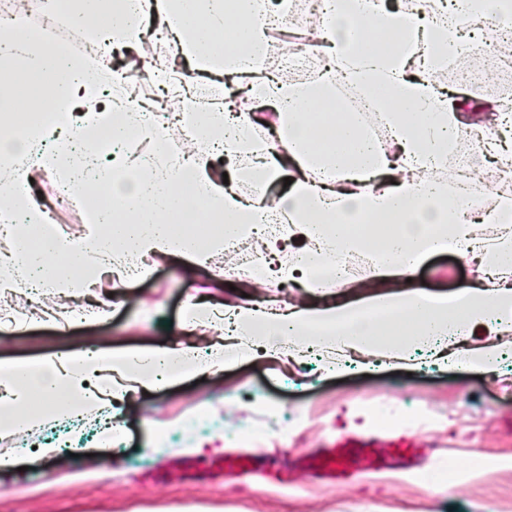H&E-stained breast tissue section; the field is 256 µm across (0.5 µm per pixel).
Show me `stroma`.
Listing matches in <instances>:
<instances>
[{"label":"stroma","mask_w":512,"mask_h":512,"mask_svg":"<svg viewBox=\"0 0 512 512\" xmlns=\"http://www.w3.org/2000/svg\"><path fill=\"white\" fill-rule=\"evenodd\" d=\"M249 240L211 255L212 276L193 278L173 258L159 259L147 277L117 289L110 317L70 325L62 320L73 302L49 295L54 317L26 322L28 297L17 293L0 306V360H36L62 347L109 350L149 346L179 334L186 300L207 296L218 306L241 301L249 287L215 278V271L245 260ZM418 281L435 293L471 284L474 273L459 258L435 255ZM232 397H224V390ZM368 419L369 435L409 431L434 443L426 464L408 470L381 468L329 488L274 476L234 487L209 470L211 461L251 454L256 465L277 468L316 449L325 439L351 434L348 411ZM252 414L268 432L244 430L225 438L207 430L181 442L179 428L195 415L234 422ZM121 443L102 447L92 436L82 457L46 458L28 470L0 468V512H501L512 504V384L468 369L393 366L355 368L342 378L323 374L317 358L283 369L254 353L204 382L187 379L159 393L127 399L120 416ZM439 475L441 491L426 478Z\"/></svg>","instance_id":"1"}]
</instances>
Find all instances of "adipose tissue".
I'll list each match as a JSON object with an SVG mask.
<instances>
[{
	"mask_svg": "<svg viewBox=\"0 0 512 512\" xmlns=\"http://www.w3.org/2000/svg\"><path fill=\"white\" fill-rule=\"evenodd\" d=\"M68 25L94 40L139 50L147 37L146 0H61ZM441 19L388 8L384 0H325L317 40L326 59L316 81L285 83L261 74L267 32L288 0H160L161 26L196 70L242 83L252 110L205 107L219 82L190 85L174 118L192 133V153L156 165L131 146L132 134L163 142L166 126L146 121L147 105L112 88L113 71L0 27V299L20 290H69L70 319H104L93 299L103 276L122 285L140 259L171 256L190 274L210 254L242 238L261 243L263 262L246 282L278 280L297 297L275 307L249 299L220 308L189 298L183 336L108 353L94 346L54 352L35 362L0 364V437H20L47 421L94 420L127 387L162 391L185 378L234 365L238 342L300 360L326 347L325 372L349 369L345 352L402 362L425 352L434 366L501 375L497 336L512 331V199L475 206L470 176L438 178L448 155L474 132L465 110L477 91L447 99L435 79L449 60L473 53L463 32L479 17L512 28V0H438ZM363 95L382 115L380 142L358 112H334L337 86ZM111 143L99 155L98 141ZM57 174L90 219L79 237L49 223L44 205L11 186L18 164ZM248 182L265 197L243 195ZM281 185L279 193L270 188ZM497 232L487 240L478 226ZM451 253L471 265L472 285L451 294L419 288L430 256ZM367 256L371 274L360 301L325 299L346 281L350 257ZM393 288L378 291L380 281ZM219 325L229 343L187 342L202 323Z\"/></svg>",
	"mask_w": 512,
	"mask_h": 512,
	"instance_id": "1",
	"label": "adipose tissue"
}]
</instances>
